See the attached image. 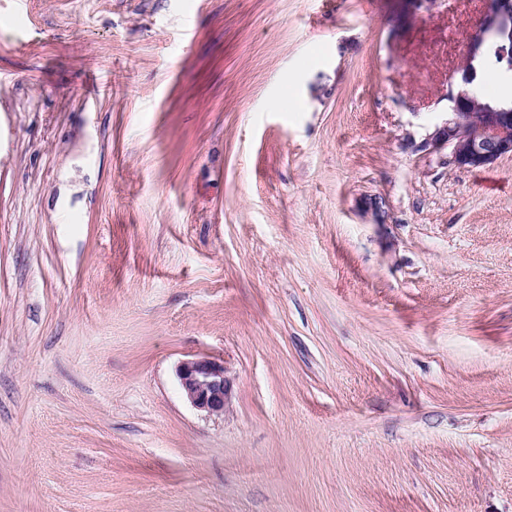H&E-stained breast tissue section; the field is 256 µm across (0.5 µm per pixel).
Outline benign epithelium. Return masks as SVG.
I'll return each mask as SVG.
<instances>
[{
    "label": "benign epithelium",
    "mask_w": 512,
    "mask_h": 512,
    "mask_svg": "<svg viewBox=\"0 0 512 512\" xmlns=\"http://www.w3.org/2000/svg\"><path fill=\"white\" fill-rule=\"evenodd\" d=\"M495 50L504 59L512 52V0H491V9L471 30L465 53L448 84V112L437 122L416 151L448 150L449 162L459 168H480L512 156V106H493L474 91V62ZM363 210L374 223H385L382 200L369 198ZM180 389L188 402L209 415L224 412L231 382L224 361L197 357L176 366Z\"/></svg>",
    "instance_id": "obj_1"
}]
</instances>
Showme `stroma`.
Wrapping results in <instances>:
<instances>
[{"label": "stroma", "instance_id": "stroma-1", "mask_svg": "<svg viewBox=\"0 0 512 512\" xmlns=\"http://www.w3.org/2000/svg\"><path fill=\"white\" fill-rule=\"evenodd\" d=\"M487 8L0 0V512H512V157L409 145ZM180 389L188 402L208 415L224 413L231 395V382L225 375L224 361L197 357L176 366Z\"/></svg>", "mask_w": 512, "mask_h": 512}]
</instances>
